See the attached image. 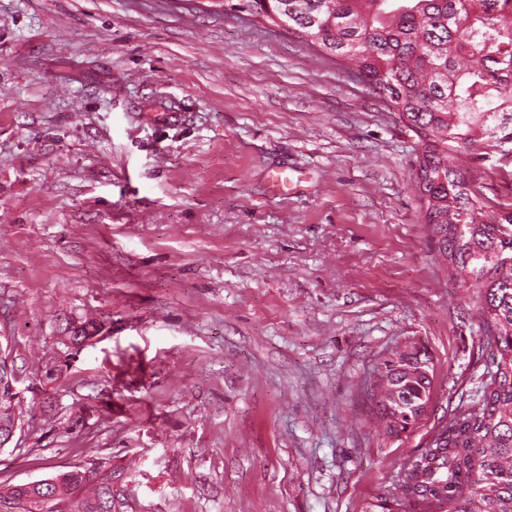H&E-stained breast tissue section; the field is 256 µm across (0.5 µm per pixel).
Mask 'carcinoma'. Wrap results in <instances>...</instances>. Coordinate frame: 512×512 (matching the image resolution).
<instances>
[{
	"label": "carcinoma",
	"mask_w": 512,
	"mask_h": 512,
	"mask_svg": "<svg viewBox=\"0 0 512 512\" xmlns=\"http://www.w3.org/2000/svg\"><path fill=\"white\" fill-rule=\"evenodd\" d=\"M272 26L349 63V75L399 115L423 146L414 189L435 260L478 290L477 403L448 420L404 465L385 512H512V205L489 214L470 195L457 154L512 142V0H240ZM0 347V409H12L14 368ZM429 359L384 360L363 391L390 438L425 417ZM4 512H112V463L92 458L29 484L0 485Z\"/></svg>",
	"instance_id": "1"
}]
</instances>
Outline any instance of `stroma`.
Listing matches in <instances>:
<instances>
[{
    "mask_svg": "<svg viewBox=\"0 0 512 512\" xmlns=\"http://www.w3.org/2000/svg\"><path fill=\"white\" fill-rule=\"evenodd\" d=\"M421 144L344 64L216 0H0V481L112 462V512H366L487 374ZM512 203V143L461 152ZM282 170L299 188L271 187ZM89 328L81 346L67 342ZM419 350L420 424L362 386ZM10 363L8 365L7 363ZM2 364V365H1ZM9 367V370H7ZM14 382V368L10 362V352L8 350V341L5 348L0 347V409L7 411L12 409V399L16 394L11 393V383Z\"/></svg>",
    "mask_w": 512,
    "mask_h": 512,
    "instance_id": "obj_1",
    "label": "stroma"
}]
</instances>
